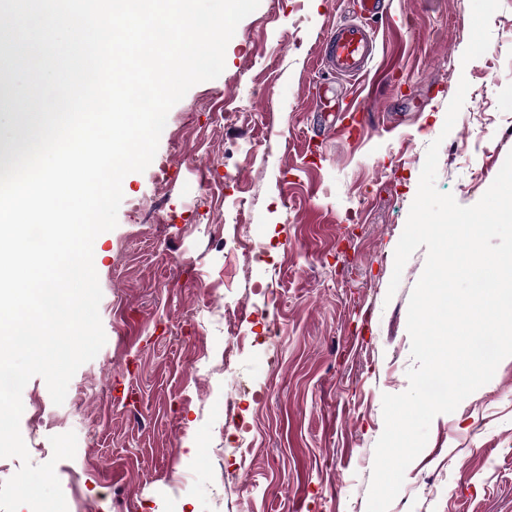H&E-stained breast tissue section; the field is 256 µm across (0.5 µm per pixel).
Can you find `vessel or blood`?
Returning <instances> with one entry per match:
<instances>
[{
	"mask_svg": "<svg viewBox=\"0 0 512 512\" xmlns=\"http://www.w3.org/2000/svg\"><path fill=\"white\" fill-rule=\"evenodd\" d=\"M380 9V0H360L361 20L351 21L331 29L325 38L330 66L338 75L364 77L375 52V31L370 21ZM372 113L367 96L354 95L346 107L334 114L330 132L342 136L371 125Z\"/></svg>",
	"mask_w": 512,
	"mask_h": 512,
	"instance_id": "vessel-or-blood-1",
	"label": "vessel or blood"
}]
</instances>
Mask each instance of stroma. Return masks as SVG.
<instances>
[{
  "mask_svg": "<svg viewBox=\"0 0 512 512\" xmlns=\"http://www.w3.org/2000/svg\"><path fill=\"white\" fill-rule=\"evenodd\" d=\"M358 14L357 0H260L222 74L170 110L152 163L124 178L118 224L94 242L106 343L62 405L40 377L22 393L32 464L51 436L77 437L56 466L68 512H367L426 263L416 250L389 292L395 248L431 142L436 186L463 206L512 153V0H382L373 127L351 140L322 133L351 86L320 50ZM234 232L258 243L251 258L216 249ZM223 306L246 311L225 369L207 354ZM388 512H512V357L433 419Z\"/></svg>",
  "mask_w": 512,
  "mask_h": 512,
  "instance_id": "obj_1",
  "label": "stroma"
}]
</instances>
